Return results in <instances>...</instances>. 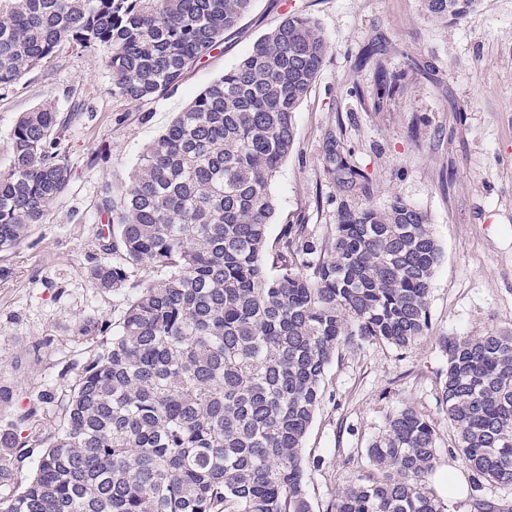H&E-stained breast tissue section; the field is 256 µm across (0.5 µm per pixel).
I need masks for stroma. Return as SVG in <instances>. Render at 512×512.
Listing matches in <instances>:
<instances>
[{"mask_svg":"<svg viewBox=\"0 0 512 512\" xmlns=\"http://www.w3.org/2000/svg\"><path fill=\"white\" fill-rule=\"evenodd\" d=\"M293 13L319 25L328 52L295 114V146L271 182L268 254L288 225L321 241L341 211L395 198L427 216L442 250L427 336L402 350L344 348L328 365L303 448L311 512H330L369 471L368 446L404 407L439 432L432 486L448 512H470L468 477L448 450L454 432L438 402L442 342L512 331V0H479L452 21L427 19L420 0H254L218 49L153 99L113 93L103 48L66 50L1 89L0 168L22 113L49 102L73 121L61 132L67 189L43 224L0 255V429L26 413L37 436L51 434L86 352L84 330L118 322L127 306L130 287L101 290L86 276L105 258L97 239L103 186L128 189L139 157L175 114ZM370 44L376 55L361 61ZM331 152L363 180H335Z\"/></svg>","mask_w":512,"mask_h":512,"instance_id":"stroma-1","label":"stroma"}]
</instances>
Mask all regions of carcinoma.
<instances>
[{
	"label": "carcinoma",
	"mask_w": 512,
	"mask_h": 512,
	"mask_svg": "<svg viewBox=\"0 0 512 512\" xmlns=\"http://www.w3.org/2000/svg\"><path fill=\"white\" fill-rule=\"evenodd\" d=\"M253 0H0V88L69 47L104 48L112 90L142 102L174 89L224 43ZM479 0H422L457 20ZM328 41L292 14L177 114L142 155L131 188L102 189L100 238L119 262L87 270L97 288L152 276L106 336L88 340L58 428L0 512H310L303 441L336 351L405 349L427 336L441 249L427 216L395 199L345 210L321 243L288 225L287 260L268 268L271 181ZM65 122L24 113L0 169V253L43 223L69 184ZM439 403L473 512H512V334L444 339ZM26 414L0 447L27 458ZM439 435L405 407L367 448L371 471L331 512H447L430 486Z\"/></svg>",
	"instance_id": "obj_1"
}]
</instances>
